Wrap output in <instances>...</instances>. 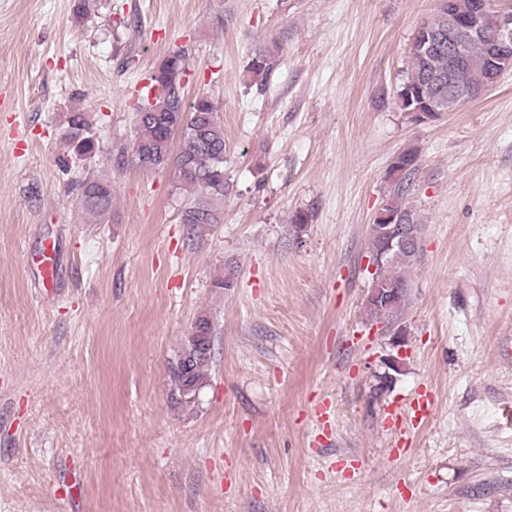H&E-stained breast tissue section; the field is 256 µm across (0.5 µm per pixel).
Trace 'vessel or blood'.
<instances>
[{
  "instance_id": "1",
  "label": "vessel or blood",
  "mask_w": 512,
  "mask_h": 512,
  "mask_svg": "<svg viewBox=\"0 0 512 512\" xmlns=\"http://www.w3.org/2000/svg\"><path fill=\"white\" fill-rule=\"evenodd\" d=\"M433 407L432 396L425 390L385 406L383 423L390 436L389 457L399 459L409 454L416 432L430 417Z\"/></svg>"
}]
</instances>
